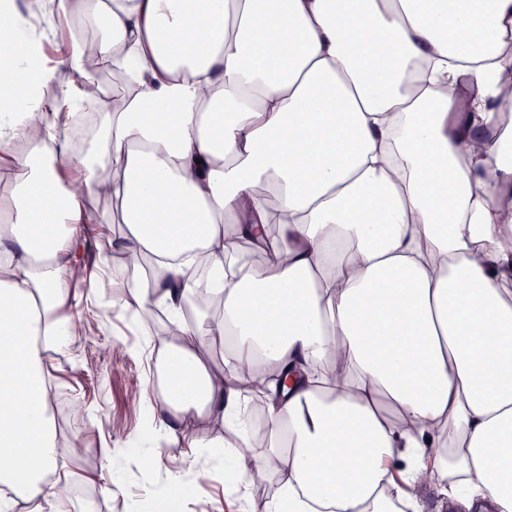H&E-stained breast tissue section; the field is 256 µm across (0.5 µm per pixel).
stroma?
I'll return each mask as SVG.
<instances>
[{
	"label": "stroma",
	"instance_id": "stroma-1",
	"mask_svg": "<svg viewBox=\"0 0 512 512\" xmlns=\"http://www.w3.org/2000/svg\"><path fill=\"white\" fill-rule=\"evenodd\" d=\"M110 252L99 239L80 246V262L91 271L89 282L73 286L77 305L68 314L83 328L70 348L48 353L49 381L60 406L55 420L68 442L63 459L72 472L95 471L116 479L111 499H102L95 484L75 483L76 503L95 502L98 512H148L153 498L165 494L168 476L181 467L189 449L165 442L155 448H135L146 411L147 360L145 329L130 322L119 300L102 302L99 284L109 268ZM79 403L83 416L69 408ZM280 482L244 495L224 470L209 468L202 477L186 474L180 512H251L252 503L275 498Z\"/></svg>",
	"mask_w": 512,
	"mask_h": 512
}]
</instances>
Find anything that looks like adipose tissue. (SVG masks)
<instances>
[{"label": "adipose tissue", "mask_w": 512, "mask_h": 512, "mask_svg": "<svg viewBox=\"0 0 512 512\" xmlns=\"http://www.w3.org/2000/svg\"><path fill=\"white\" fill-rule=\"evenodd\" d=\"M0 42V512L73 510L47 390L109 199L148 344L146 429L261 512H512V0H55L103 34ZM132 71L92 153L57 145L87 49ZM263 263L231 260L239 241ZM194 302L193 317L184 306ZM224 363L206 364L215 347Z\"/></svg>", "instance_id": "ef3b65f1"}]
</instances>
